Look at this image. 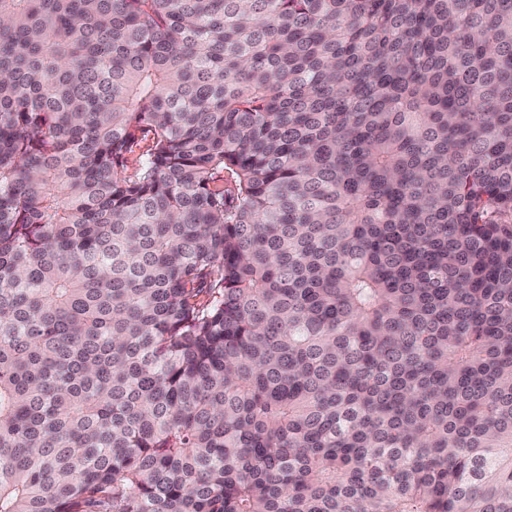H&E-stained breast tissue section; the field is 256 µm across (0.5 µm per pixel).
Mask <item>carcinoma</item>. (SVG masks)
Instances as JSON below:
<instances>
[{
  "label": "carcinoma",
  "mask_w": 512,
  "mask_h": 512,
  "mask_svg": "<svg viewBox=\"0 0 512 512\" xmlns=\"http://www.w3.org/2000/svg\"><path fill=\"white\" fill-rule=\"evenodd\" d=\"M0 512H512V0H0Z\"/></svg>",
  "instance_id": "1"
}]
</instances>
